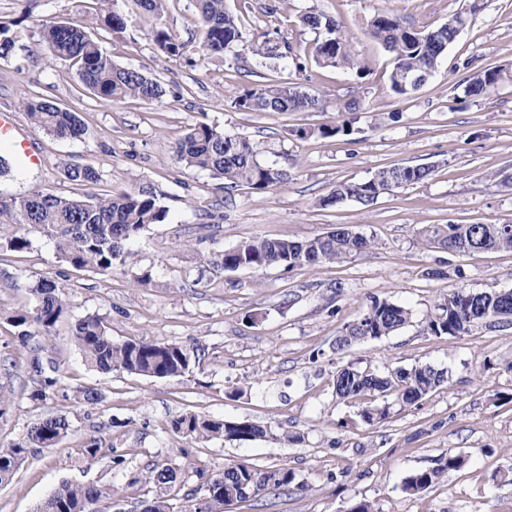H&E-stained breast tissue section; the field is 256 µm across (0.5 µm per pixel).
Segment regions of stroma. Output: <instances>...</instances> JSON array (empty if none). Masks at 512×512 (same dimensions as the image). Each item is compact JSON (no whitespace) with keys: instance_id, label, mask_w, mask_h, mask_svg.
<instances>
[{"instance_id":"stroma-1","label":"stroma","mask_w":512,"mask_h":512,"mask_svg":"<svg viewBox=\"0 0 512 512\" xmlns=\"http://www.w3.org/2000/svg\"><path fill=\"white\" fill-rule=\"evenodd\" d=\"M242 29L273 31L291 58L257 67L241 47L199 59L202 33L191 0H166L162 15L130 14L121 33L105 34L113 61L159 80L163 97L109 104L87 94L69 67L40 52L39 21L68 19L95 25L98 0H0V25L20 35L0 61V110L13 112L22 135L41 155L0 178V195L40 188L79 193L67 165L91 163L102 174L97 194L154 184L168 216L132 245L127 266L109 274L77 272L39 234L22 252L0 250V448L10 447L40 419L65 414L71 432L55 448L36 449L0 485V512H37L64 482L108 487L100 512H140L156 494L148 464L166 461L178 483L174 512H189L208 496L210 476L239 462L258 470L291 469L298 485L279 496L259 495L227 512H350L369 502L373 512H512V324L487 321L461 336L427 328L436 303L458 287L512 289V252L457 255L425 245L420 232L437 224H512V0H225ZM310 9L335 18L347 37L353 67H318L304 49L314 32L298 16ZM471 10L434 76L416 92L390 88L392 58L370 34L371 19L397 15L418 31ZM165 28L186 45L184 55L158 51L151 33ZM495 69L499 81L484 95L466 92L467 76ZM296 81L318 91L317 112H243L234 102L255 83ZM38 95L78 112L88 129L59 139L33 128L23 100ZM353 132L324 138L349 102ZM206 123L257 144L261 162L287 169L286 185L225 192L207 172L179 162L175 142ZM398 165L431 168L428 180L381 194L362 206H321L336 185L360 182ZM219 214L218 222L207 212ZM345 224L372 242L341 263L313 271L280 268L224 271L208 257L255 237L305 240ZM146 284H139V277ZM50 277L68 288L69 308L41 342L43 359L62 377L46 400L30 397L28 353L8 313L31 307L29 281ZM404 305L408 322L394 333L336 354L334 344L373 299ZM103 317L116 342L145 339L196 349L186 376L156 380L89 368L73 340L76 321ZM430 364L447 383L418 402L389 401L386 419L362 422L358 406L335 396L344 367L385 372ZM102 395L76 402L78 389ZM192 411L220 420L270 427L273 438L248 442L191 439L170 429ZM101 441L87 459V438ZM452 452L465 465L411 495L412 472ZM123 455L121 466L112 458Z\"/></svg>"}]
</instances>
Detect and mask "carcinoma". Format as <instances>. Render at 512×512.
I'll return each instance as SVG.
<instances>
[{"label":"carcinoma","instance_id":"cac0c4a2","mask_svg":"<svg viewBox=\"0 0 512 512\" xmlns=\"http://www.w3.org/2000/svg\"><path fill=\"white\" fill-rule=\"evenodd\" d=\"M101 3L102 22L113 32L123 31L128 22L125 12L114 8V0ZM193 7L203 38L198 52L206 57L220 55L234 45H243L263 58H286L290 46L263 33L264 41L248 40L235 18L224 7V0H193ZM471 13H458L427 32H416L390 12L381 13L370 23L371 35L392 55L391 89L400 95L414 91L407 82L409 75L431 76L448 46L459 35V27H467ZM300 26L316 34L309 47L314 61L323 68H348L353 58L337 20L309 10L298 16ZM40 50L68 63L79 81L96 98L121 102L127 98L156 100L165 89L161 83L142 72L122 67L88 28L74 21H49L41 24ZM153 42L169 57L183 54L185 43L166 30L152 33ZM17 33L0 26V59L9 58L15 48ZM500 77L496 70L476 72L467 79V91L479 96ZM321 98L297 82L254 84L243 90L235 101L245 112H309L321 107ZM25 111L35 129L61 139L79 138L87 128L78 114L40 96L25 101ZM353 132L349 119L319 128L323 137L349 135ZM174 154L187 167L208 172L224 181V190L238 187L263 191L284 184L288 172L263 164L258 147L249 139L230 136L216 126L199 124L189 129L175 144ZM66 178L79 185L101 181L100 171L91 163L68 166ZM431 170L424 166H393L378 170L370 179L336 185L321 199V205H335L353 200L363 205L374 203L380 194L393 188L426 181ZM167 217L161 205V193L152 185H142L132 192L98 195H63L34 190L20 197H0V224H10L16 231L0 237V250L22 252L31 245L29 233L37 232L49 240L58 257L76 270L106 274L127 264L131 258L128 245L149 225L160 224ZM425 244L458 255L476 251H512V228L507 224H446L421 231ZM372 242L349 226L304 241L255 237L224 250L213 264L226 270L239 268L263 270L283 268L314 270L326 263H336ZM29 292L34 306L17 310L8 316L17 328V338L24 348L35 336L36 327L48 334L65 313L68 303L65 286L57 280L40 277ZM512 315V292L473 291L459 288L443 297L428 317L427 328L435 335L460 336L476 324ZM409 310L387 299H375L359 320L345 327L336 339V351L347 350L355 343L387 336L409 320ZM73 338L86 364L101 372L126 371L151 379H173L189 372L195 352L171 342L159 343L128 340L116 343L104 320L96 315L79 319ZM28 367L37 387L31 391L34 400L46 399L59 382L60 368L46 372L40 357L29 360ZM447 381L446 371L431 365L410 370L397 369L384 374L361 371L353 367L339 370L334 379L336 397L343 401L363 402L370 397L393 398L412 404ZM171 430L185 437L199 439L224 438L247 442L265 438L270 431L243 421L205 419L185 413L171 421ZM71 431L67 416H49L32 426L19 441L0 448V484L9 481L26 462L34 448L58 445ZM464 459L450 452L438 459L436 466L412 472L403 490L417 494L431 487L447 470L460 468ZM147 479L160 493L147 501V512H173L167 489L177 480L174 467L156 462L148 468ZM295 475L287 468L257 470L242 463H227L224 470L209 479V505H199L195 512H224V499L233 496L242 501L261 493L276 495L290 489ZM107 488L96 485L64 483L40 506V512H94L93 506L107 496Z\"/></svg>","mask_w":512,"mask_h":512}]
</instances>
